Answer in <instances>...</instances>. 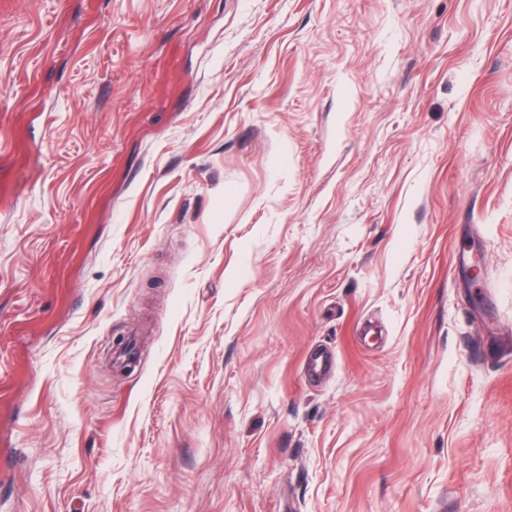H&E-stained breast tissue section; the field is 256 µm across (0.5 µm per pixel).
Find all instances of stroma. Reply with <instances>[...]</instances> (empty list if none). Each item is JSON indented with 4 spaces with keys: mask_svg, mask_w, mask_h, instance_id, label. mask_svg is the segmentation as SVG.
<instances>
[{
    "mask_svg": "<svg viewBox=\"0 0 512 512\" xmlns=\"http://www.w3.org/2000/svg\"><path fill=\"white\" fill-rule=\"evenodd\" d=\"M0 512H512V0H0Z\"/></svg>",
    "mask_w": 512,
    "mask_h": 512,
    "instance_id": "obj_1",
    "label": "stroma"
}]
</instances>
